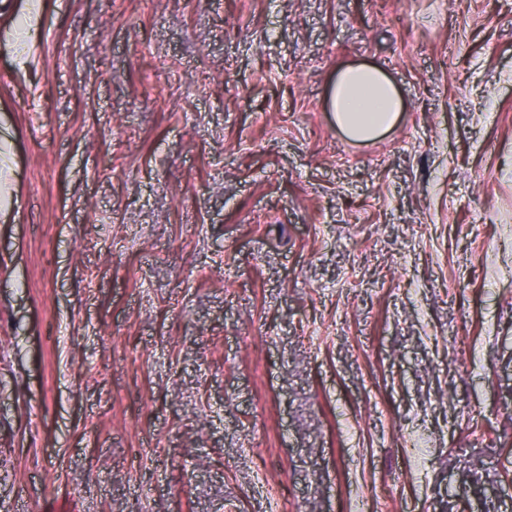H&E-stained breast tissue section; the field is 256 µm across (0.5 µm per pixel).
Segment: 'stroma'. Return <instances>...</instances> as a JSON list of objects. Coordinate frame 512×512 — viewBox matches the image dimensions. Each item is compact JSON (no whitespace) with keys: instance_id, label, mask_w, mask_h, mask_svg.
<instances>
[{"instance_id":"obj_1","label":"stroma","mask_w":512,"mask_h":512,"mask_svg":"<svg viewBox=\"0 0 512 512\" xmlns=\"http://www.w3.org/2000/svg\"><path fill=\"white\" fill-rule=\"evenodd\" d=\"M511 485L512 0H0V512ZM336 126L353 142L373 139L394 125L401 95L387 74L371 64H350L336 75L329 92Z\"/></svg>"}]
</instances>
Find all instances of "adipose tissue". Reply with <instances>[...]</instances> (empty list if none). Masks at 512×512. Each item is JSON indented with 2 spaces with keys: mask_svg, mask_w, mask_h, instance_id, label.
<instances>
[{
  "mask_svg": "<svg viewBox=\"0 0 512 512\" xmlns=\"http://www.w3.org/2000/svg\"><path fill=\"white\" fill-rule=\"evenodd\" d=\"M329 103L337 127L354 142L371 140L393 126L403 109L401 95L387 74L365 63L339 70Z\"/></svg>",
  "mask_w": 512,
  "mask_h": 512,
  "instance_id": "1",
  "label": "adipose tissue"
}]
</instances>
